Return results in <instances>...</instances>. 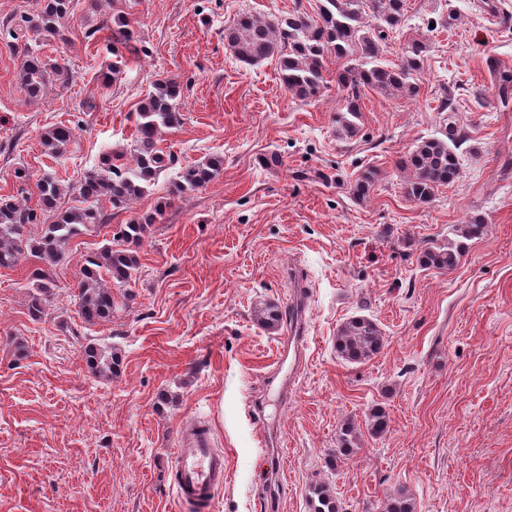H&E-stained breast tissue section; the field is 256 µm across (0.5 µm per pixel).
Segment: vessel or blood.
<instances>
[{
	"label": "vessel or blood",
	"instance_id": "1",
	"mask_svg": "<svg viewBox=\"0 0 512 512\" xmlns=\"http://www.w3.org/2000/svg\"><path fill=\"white\" fill-rule=\"evenodd\" d=\"M289 276L294 280L297 306L288 313V346L298 360L304 354L306 342L299 309L306 299V287L297 271H290ZM174 467L179 500L189 504L194 512H213L215 493L223 486L227 470L224 454L216 448L207 424L193 422L184 427L174 451Z\"/></svg>",
	"mask_w": 512,
	"mask_h": 512
}]
</instances>
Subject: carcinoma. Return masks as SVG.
<instances>
[{
  "mask_svg": "<svg viewBox=\"0 0 512 512\" xmlns=\"http://www.w3.org/2000/svg\"><path fill=\"white\" fill-rule=\"evenodd\" d=\"M407 0H317L316 9L309 12L297 2L288 15L262 19L248 12L241 13L234 26L224 31V43L235 58L246 66H255L277 57L279 78L285 89L301 101L320 96L324 88L325 58L335 55L343 61L336 73L338 90L344 93L345 112L336 116L338 132L354 137L359 132L356 123L365 92L374 90L393 95L404 92L413 97L419 93L415 77L424 69L428 51L426 40L411 38L402 48L401 63L388 67L380 62L382 47L395 37L405 16ZM72 9V0H41L40 9L31 18L14 25L3 23L0 34L17 41L32 31L43 37L61 35L60 21ZM112 57L115 61L103 74L102 87L107 89L124 73V56L120 48L137 41V35L127 13L119 11L112 17ZM47 68L40 57L31 55L25 61L21 87L31 99L41 96ZM498 96L503 105L512 99V74L499 73ZM183 86L175 78L159 79L153 84L139 107L136 118L135 146L131 158L123 152L106 151L98 165L86 171L78 184L79 204L61 211L57 200L62 193L59 181L46 174L38 180V202L28 205L26 198H0V267L15 265L29 254L49 266L64 258L69 242L84 231L109 222L95 206L105 198L112 210L125 211L141 198L157 177L175 164L172 153L158 147L165 129L177 128L183 114L179 100ZM438 111L448 113V129L441 137L420 141L406 156L403 169L406 177L402 188L410 200L428 204L436 192L454 184L460 176L458 144L464 140V127L452 112V95L443 91L438 99ZM74 139V129L58 124L42 136V145L51 156L63 154ZM223 160L219 157L188 165L172 182L170 196L176 197L208 185L219 174ZM378 181V170L368 168L355 180L353 195L362 201ZM153 216L134 217L114 233L102 250L88 257L80 269L77 284L79 313L84 323L93 325L112 320L115 300L112 287L127 286L140 267L138 249L142 246ZM43 224L42 234L31 237L26 229ZM464 243L450 241L424 248L419 261L426 267L453 270L461 260ZM34 293L28 303V315L40 320L46 315L47 297L56 282L51 272L38 268L33 273ZM260 322L271 330L277 329L283 313L276 305L259 310ZM385 345V336L371 318L357 316L341 325L336 334V353L348 362L362 363L378 356ZM81 360L87 369L99 377L118 372L120 357L111 348L88 342L80 348ZM367 433L380 437L390 428V416L379 406L371 408L364 421ZM361 438L358 424L344 421L339 428L333 462L357 449ZM313 512H342L341 504L332 498L325 485L311 491ZM386 512H414L412 499L400 489L387 497Z\"/></svg>",
  "mask_w": 512,
  "mask_h": 512,
  "instance_id": "cac0c4a2",
  "label": "carcinoma"
}]
</instances>
